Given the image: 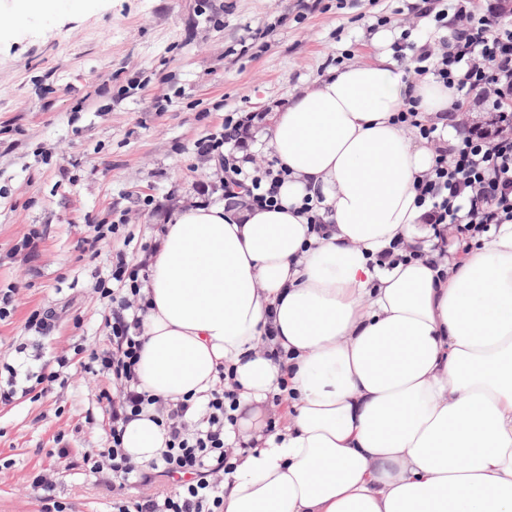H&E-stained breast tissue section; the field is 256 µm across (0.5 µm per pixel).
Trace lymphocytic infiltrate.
I'll return each mask as SVG.
<instances>
[{
	"label": "lymphocytic infiltrate",
	"mask_w": 512,
	"mask_h": 512,
	"mask_svg": "<svg viewBox=\"0 0 512 512\" xmlns=\"http://www.w3.org/2000/svg\"><path fill=\"white\" fill-rule=\"evenodd\" d=\"M450 24L449 37L417 49L412 76L416 82L432 77L458 93L448 117L459 135L439 146L433 168L415 185L420 200L431 204L434 249L443 258L448 234L473 238L512 221V131L500 128L495 119L476 121L463 109L467 98L478 107L512 101V0H496L483 10L473 0H456ZM264 120V113L244 112L194 143L197 155L221 171L225 202L241 209L277 205L288 177L276 160L248 168L238 156L251 130ZM160 246V240H151L132 261L116 253L109 277L98 283L101 296L111 302L110 346L90 350L81 367L112 379L117 389L108 399L106 459L94 461L92 468L110 469L119 485L146 490L132 501L113 498L112 512H224L223 474L232 455L224 426L233 422L238 400L233 367L222 368L219 386L195 405L166 404L140 389L146 310L141 287ZM151 407L167 432L166 447L158 458L139 465L125 454L123 439L127 424Z\"/></svg>",
	"instance_id": "1"
}]
</instances>
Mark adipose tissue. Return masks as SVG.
Segmentation results:
<instances>
[{"label": "adipose tissue", "instance_id": "1", "mask_svg": "<svg viewBox=\"0 0 512 512\" xmlns=\"http://www.w3.org/2000/svg\"><path fill=\"white\" fill-rule=\"evenodd\" d=\"M374 42L373 61L328 71L259 130L290 172L280 204L175 214L142 288L144 391L197 401L220 366L236 371L224 439L250 449L224 475V512H512V223L444 271L377 264L394 240L425 252L433 237L414 184L436 148L395 117L418 96L421 121L454 137L456 92L409 87L390 32ZM269 328L286 366L264 354ZM283 371L285 425L270 433ZM155 416L126 427L135 463L165 447Z\"/></svg>", "mask_w": 512, "mask_h": 512}]
</instances>
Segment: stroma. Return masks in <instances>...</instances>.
<instances>
[{"label": "stroma", "instance_id": "obj_1", "mask_svg": "<svg viewBox=\"0 0 512 512\" xmlns=\"http://www.w3.org/2000/svg\"><path fill=\"white\" fill-rule=\"evenodd\" d=\"M0 0V289L13 310L0 321V360L30 342L66 357L40 398L0 406V512H41L32 479L62 469L55 496L68 512H112L110 471L82 462L108 443L109 382L85 373L79 348L109 345V302L97 293L116 252L149 242L169 193L197 198L216 179L194 143L228 115L264 112L338 66L367 63L380 20L407 0H87L85 7L14 22ZM116 234L86 248L98 224ZM34 256L12 255L29 229ZM54 308L43 336L26 323Z\"/></svg>", "mask_w": 512, "mask_h": 512}]
</instances>
